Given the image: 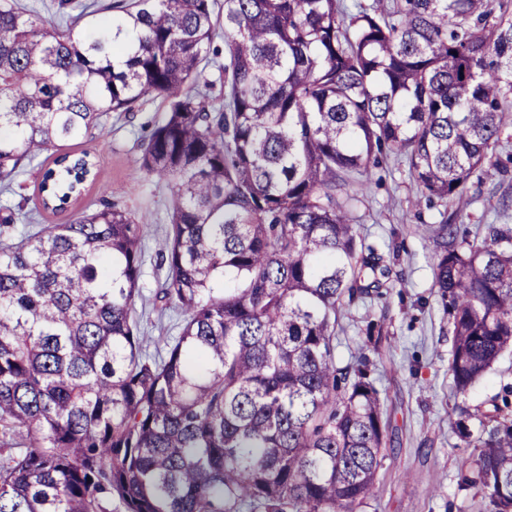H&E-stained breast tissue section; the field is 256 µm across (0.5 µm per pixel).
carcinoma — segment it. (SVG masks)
<instances>
[{
    "label": "carcinoma",
    "instance_id": "carcinoma-1",
    "mask_svg": "<svg viewBox=\"0 0 512 512\" xmlns=\"http://www.w3.org/2000/svg\"><path fill=\"white\" fill-rule=\"evenodd\" d=\"M115 0L53 33L0 0V180L64 212L94 167L71 142L106 112L167 102L143 152L171 185L165 304L142 353V225L109 203L16 234L0 212V512H357L387 421L365 357L336 362L337 312L389 276L352 224L371 157H404L416 204L465 201L512 106L509 0ZM220 72L223 102L196 90ZM432 228L435 285L468 392L512 348V225ZM453 407L474 439L459 490L512 512V414Z\"/></svg>",
    "mask_w": 512,
    "mask_h": 512
}]
</instances>
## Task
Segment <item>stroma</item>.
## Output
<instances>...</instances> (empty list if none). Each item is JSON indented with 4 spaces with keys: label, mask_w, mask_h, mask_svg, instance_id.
Masks as SVG:
<instances>
[{
    "label": "stroma",
    "mask_w": 512,
    "mask_h": 512,
    "mask_svg": "<svg viewBox=\"0 0 512 512\" xmlns=\"http://www.w3.org/2000/svg\"><path fill=\"white\" fill-rule=\"evenodd\" d=\"M165 109L162 97L147 96L139 111L109 113L99 129L73 142L72 154L89 153L97 168L93 182L66 213L39 207L41 167L52 164L51 153L43 154L42 164L0 182V209L35 212L39 224L75 219L111 199L142 224L145 262L136 310L143 351L149 356L164 353L166 343L179 335L183 320L179 310L165 307L160 299L167 267L159 253L170 225V187L142 166L143 139ZM510 150L512 140L490 150L482 182L471 188L460 206L444 201L432 207L412 206L416 184L405 160L394 154L382 167H368L363 176L353 219L361 235L389 252L391 273L381 297L344 306L336 327L337 359L366 353L390 420L378 491L362 512H478L457 487L460 462L470 451L453 432L448 408L457 402L473 410L488 408L504 385L512 386V354L504 355L467 395L455 394L448 375L452 335L434 284L430 228L444 211L470 231L495 223L500 202L512 199V162L506 158ZM371 321L382 327V340L374 349L364 345L365 327Z\"/></svg>",
    "instance_id": "35a3bbf8"
}]
</instances>
